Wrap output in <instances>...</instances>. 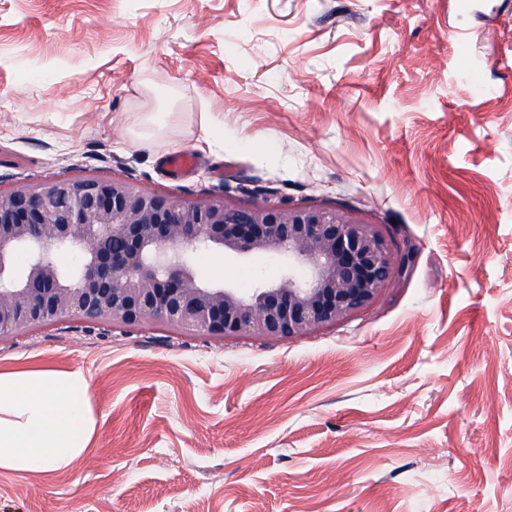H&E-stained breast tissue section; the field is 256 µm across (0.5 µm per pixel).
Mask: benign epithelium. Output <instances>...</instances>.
Masks as SVG:
<instances>
[{"mask_svg":"<svg viewBox=\"0 0 512 512\" xmlns=\"http://www.w3.org/2000/svg\"><path fill=\"white\" fill-rule=\"evenodd\" d=\"M212 251L260 265L252 286L202 277ZM406 265L380 225L328 207L189 201L114 178L0 193V337L79 316L289 339L370 307Z\"/></svg>","mask_w":512,"mask_h":512,"instance_id":"1","label":"benign epithelium"}]
</instances>
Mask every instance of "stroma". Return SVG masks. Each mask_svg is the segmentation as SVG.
I'll use <instances>...</instances> for the list:
<instances>
[{
	"label": "stroma",
	"mask_w": 512,
	"mask_h": 512,
	"mask_svg": "<svg viewBox=\"0 0 512 512\" xmlns=\"http://www.w3.org/2000/svg\"><path fill=\"white\" fill-rule=\"evenodd\" d=\"M86 178L352 210L410 264L308 336L0 339L93 421L0 512H512V0H0V189Z\"/></svg>",
	"instance_id": "35a3bbf8"
}]
</instances>
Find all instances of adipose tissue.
<instances>
[{
	"instance_id": "adipose-tissue-1",
	"label": "adipose tissue",
	"mask_w": 512,
	"mask_h": 512,
	"mask_svg": "<svg viewBox=\"0 0 512 512\" xmlns=\"http://www.w3.org/2000/svg\"><path fill=\"white\" fill-rule=\"evenodd\" d=\"M91 432L80 373L0 372V469L45 475L70 467Z\"/></svg>"
}]
</instances>
